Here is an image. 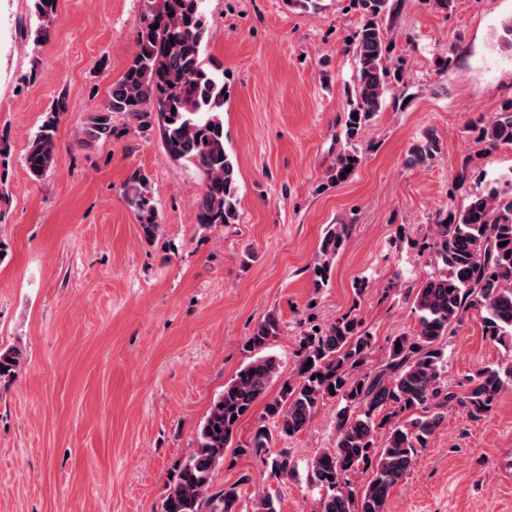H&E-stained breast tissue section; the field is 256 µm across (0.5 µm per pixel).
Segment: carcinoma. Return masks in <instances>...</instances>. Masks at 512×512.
I'll return each instance as SVG.
<instances>
[{"instance_id":"1","label":"carcinoma","mask_w":512,"mask_h":512,"mask_svg":"<svg viewBox=\"0 0 512 512\" xmlns=\"http://www.w3.org/2000/svg\"><path fill=\"white\" fill-rule=\"evenodd\" d=\"M36 24L24 28L35 48L50 37L57 0H30ZM135 23L136 50L103 105L90 113L85 140H108L114 117L124 128H159L166 153L203 180L196 220L203 227L235 224L239 218L236 166L224 145V100L227 86L220 63L205 55L210 31L204 0H140ZM363 22L350 42L356 86L342 117L345 148L331 167L330 180L350 179L362 163L356 141L380 111L399 70L390 65L392 41L387 21L397 0H352ZM64 102L50 108L30 140L24 157L32 180H43L53 166L57 144L53 131ZM476 140L489 150L512 145V98L497 119L473 127ZM440 152L436 137L426 134L410 149L408 162L425 165ZM350 172H345L346 168ZM472 177L468 158L460 161L450 195ZM124 197L148 242L160 232L158 210L147 179L133 173ZM352 225L329 224L311 265L312 288L329 284L336 256L350 238ZM507 242L501 247L499 243ZM438 273L411 287L416 328L391 340L387 356L368 367L373 336L360 316L348 312L329 325L306 322L293 373L282 376L279 360L265 353L279 335L274 313L259 320L244 347L252 354L224 384L196 432V447L179 465L161 512H240L239 494L231 485L213 489V478L227 451L258 456L268 477L280 482L296 475V462L274 439L303 432L327 400L338 404L333 447L307 465L312 492L310 512H387L391 489L403 481L416 456L427 447L448 413L470 419L490 413L499 396L512 390V171L495 179L486 192L471 193L459 208L451 207L432 225L430 242ZM479 317L483 332L507 355L469 378L455 391L443 381L447 363L444 343L470 315ZM21 347L0 348V382L12 381L24 363ZM6 371H1V368ZM280 382L276 395L269 388ZM263 404L262 425L250 440L236 441L245 415ZM388 428L385 441L377 431ZM368 474L358 488L355 473Z\"/></svg>"}]
</instances>
